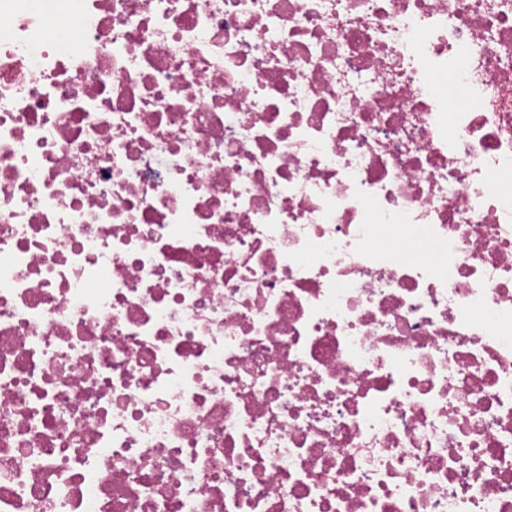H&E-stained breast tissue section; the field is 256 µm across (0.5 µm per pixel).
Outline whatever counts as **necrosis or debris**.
Segmentation results:
<instances>
[{
	"mask_svg": "<svg viewBox=\"0 0 512 512\" xmlns=\"http://www.w3.org/2000/svg\"><path fill=\"white\" fill-rule=\"evenodd\" d=\"M509 175L512 0H0V512H512Z\"/></svg>",
	"mask_w": 512,
	"mask_h": 512,
	"instance_id": "necrosis-or-debris-1",
	"label": "necrosis or debris"
}]
</instances>
